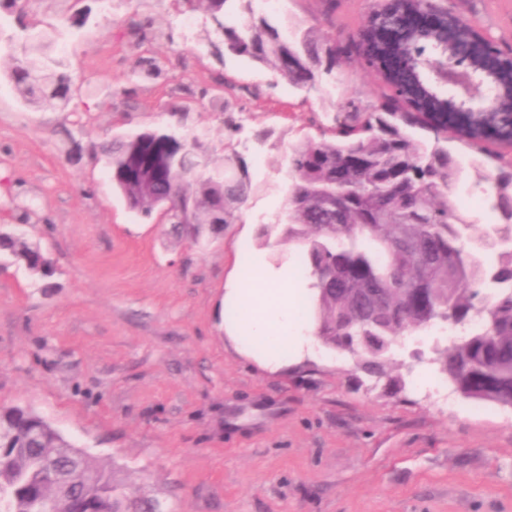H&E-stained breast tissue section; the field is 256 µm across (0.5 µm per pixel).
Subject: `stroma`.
<instances>
[{
  "mask_svg": "<svg viewBox=\"0 0 512 512\" xmlns=\"http://www.w3.org/2000/svg\"><path fill=\"white\" fill-rule=\"evenodd\" d=\"M512 50V0H447ZM368 0H279L255 10L280 29L315 27L337 46L308 92L225 51L211 16L184 0H73L61 49L103 89L74 111L25 106L0 43V230H19L53 273L0 259V406L42 416L111 466L128 499L160 512H512V409L462 396L428 359L398 351L386 381L316 345L268 374L224 336V282L237 255L299 247L263 225L285 215L288 147L331 138L341 112H379L389 93L353 42ZM190 16L192 28L180 20ZM223 109H216V97ZM206 133L211 164L237 158L252 190L235 223L192 240L163 211H129L98 153L147 130ZM455 202L499 223L479 188L512 172V148L452 138Z\"/></svg>",
  "mask_w": 512,
  "mask_h": 512,
  "instance_id": "35a3bbf8",
  "label": "stroma"
}]
</instances>
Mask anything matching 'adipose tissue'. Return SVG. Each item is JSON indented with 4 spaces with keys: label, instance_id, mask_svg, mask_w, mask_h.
Instances as JSON below:
<instances>
[{
    "label": "adipose tissue",
    "instance_id": "ef3b65f1",
    "mask_svg": "<svg viewBox=\"0 0 512 512\" xmlns=\"http://www.w3.org/2000/svg\"><path fill=\"white\" fill-rule=\"evenodd\" d=\"M311 290L294 267L252 253L224 287V335L260 370L277 373L311 355Z\"/></svg>",
    "mask_w": 512,
    "mask_h": 512
}]
</instances>
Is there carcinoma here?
Here are the masks:
<instances>
[{"instance_id":"1","label":"carcinoma","mask_w":512,"mask_h":512,"mask_svg":"<svg viewBox=\"0 0 512 512\" xmlns=\"http://www.w3.org/2000/svg\"><path fill=\"white\" fill-rule=\"evenodd\" d=\"M67 10L53 20L21 24L24 60L11 72L22 103L69 110L83 84L66 75L57 52ZM227 51L278 71L297 89L314 85L322 47L312 29L283 33L261 18L221 31ZM422 41L406 48L408 66L392 83L427 80ZM432 96L422 119L448 131ZM409 113L348 112L330 140L305 139L290 148L288 240L304 247L301 262L314 291L315 333L322 343L360 359L371 378L386 375L394 341L406 346L437 325L459 331L433 349L438 366L464 398L512 408V175L484 189L502 224L475 223L457 208L460 170L448 137L430 140ZM112 185L129 210L149 215L170 197L171 224L197 241L231 224L250 193L248 173L225 160L211 168L202 135L163 130L114 137L101 147ZM7 251L28 270L52 274L50 262L20 234L0 231ZM133 504L112 479L33 410L0 407V512H103Z\"/></svg>"}]
</instances>
